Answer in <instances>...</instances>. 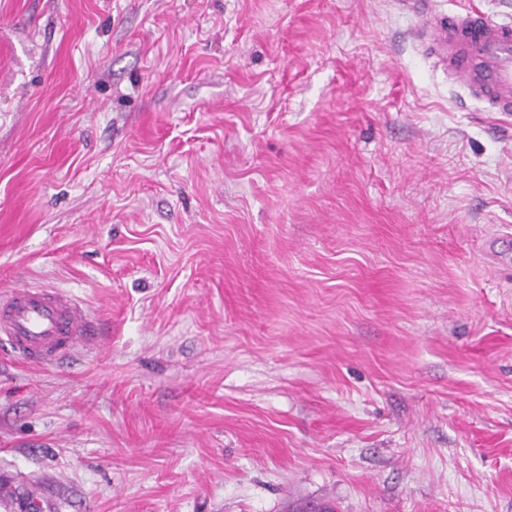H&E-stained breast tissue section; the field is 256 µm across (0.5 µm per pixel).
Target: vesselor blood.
Segmentation results:
<instances>
[{"label":"vessel or blood","instance_id":"obj_1","mask_svg":"<svg viewBox=\"0 0 512 512\" xmlns=\"http://www.w3.org/2000/svg\"><path fill=\"white\" fill-rule=\"evenodd\" d=\"M429 18L417 37L450 79L490 112H512V23H498L475 7L437 17L436 0H400ZM92 326L82 305L58 291L26 284L0 291V341L22 360L48 365L88 342Z\"/></svg>","mask_w":512,"mask_h":512}]
</instances>
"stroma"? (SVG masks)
Masks as SVG:
<instances>
[{"instance_id":"stroma-1","label":"stroma","mask_w":512,"mask_h":512,"mask_svg":"<svg viewBox=\"0 0 512 512\" xmlns=\"http://www.w3.org/2000/svg\"><path fill=\"white\" fill-rule=\"evenodd\" d=\"M398 0H0V512H512V115ZM93 336L82 305L59 290L21 284L0 293V341L22 360L48 365Z\"/></svg>"}]
</instances>
